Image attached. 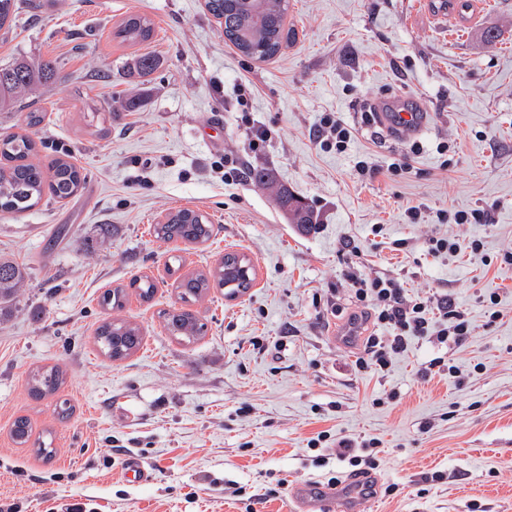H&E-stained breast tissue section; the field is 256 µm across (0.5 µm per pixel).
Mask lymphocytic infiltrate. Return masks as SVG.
I'll return each instance as SVG.
<instances>
[{
	"mask_svg": "<svg viewBox=\"0 0 512 512\" xmlns=\"http://www.w3.org/2000/svg\"><path fill=\"white\" fill-rule=\"evenodd\" d=\"M349 261L346 283L356 303L365 310L367 320L388 325L387 336H370L366 339L365 355L358 358V370H386L395 355L401 353L408 337H433L436 344L451 346L462 344L472 328L467 314L448 297L409 299L397 278L386 274L368 276L359 263L360 249L347 244ZM438 313L440 324L431 328L430 315Z\"/></svg>",
	"mask_w": 512,
	"mask_h": 512,
	"instance_id": "obj_1",
	"label": "lymphocytic infiltrate"
}]
</instances>
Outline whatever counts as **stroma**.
Listing matches in <instances>:
<instances>
[{"instance_id":"stroma-1","label":"stroma","mask_w":512,"mask_h":512,"mask_svg":"<svg viewBox=\"0 0 512 512\" xmlns=\"http://www.w3.org/2000/svg\"><path fill=\"white\" fill-rule=\"evenodd\" d=\"M19 26L0 30V63L56 59L55 84L32 104L44 112L35 139L49 163L67 152L87 179L64 202L0 214V256L23 264L26 281L0 321V506L13 512H290L296 486L346 480L340 440H377L376 486L360 512H512V0H290L295 35L273 59L241 55L205 0H37ZM149 16L151 43L112 38L129 14ZM501 36L486 45L483 32ZM160 60L149 77L129 74L136 55ZM249 84L247 103L237 86ZM103 105L99 135L90 103ZM423 107L428 129L391 143L362 107ZM352 127L344 153L312 132L322 113ZM271 132L252 153L242 122ZM265 167L315 210L308 233L288 223L270 191L249 176L223 181L221 155ZM366 156L381 169L359 179ZM407 158L408 173L388 164ZM149 185L133 181L134 161ZM421 206L409 223L407 205ZM179 208L207 213L205 244L164 243L152 226ZM482 210L480 224H440V210ZM448 236L457 254L433 255ZM407 241L399 250L395 241ZM365 274L396 277L411 298L446 295L473 331L441 350L409 338L385 372H360L362 342L344 338L355 312L344 282L346 242ZM479 249H472V242ZM227 252L245 255L254 282L195 303L203 336H168L161 310L179 306L166 270L205 272ZM140 275L152 301L130 296L122 315L144 334L140 350L114 361L94 343L111 316L109 288ZM447 355L457 376L422 374ZM57 366L66 382L33 397L30 374ZM71 414L60 418L58 406ZM27 417L28 445L10 437ZM317 448H309L312 437ZM52 457L42 456L41 443ZM152 470L123 477L128 456Z\"/></svg>"}]
</instances>
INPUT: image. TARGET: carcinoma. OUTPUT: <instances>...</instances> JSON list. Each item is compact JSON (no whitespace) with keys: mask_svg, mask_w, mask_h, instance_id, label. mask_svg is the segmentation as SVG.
I'll list each match as a JSON object with an SVG mask.
<instances>
[{"mask_svg":"<svg viewBox=\"0 0 512 512\" xmlns=\"http://www.w3.org/2000/svg\"><path fill=\"white\" fill-rule=\"evenodd\" d=\"M19 0H0V29L16 25ZM206 9L224 30V38L242 55L258 61L276 56L287 43L288 0H206ZM120 44L134 46L150 41L154 36L153 22L132 15L112 32ZM159 65L156 56L144 53L134 60V69L148 75ZM57 63L48 60L31 63L13 59L0 64V112H9L23 104L41 87L55 81ZM39 142L30 135L8 134L0 137V213L19 214L33 209L44 193L58 200L76 196L86 180L70 155L54 158L48 165L36 162ZM280 204L288 209L295 224L313 223V214L301 200L277 193ZM213 232L208 214L191 208H181L168 214L165 223L154 225L155 237L164 241L205 243ZM25 280V269L18 263L0 259V320L11 313ZM251 267L245 256L228 252L218 265L207 273H189L178 277L180 300L193 303L206 295L211 286L228 289L235 297L251 288ZM126 290L120 286L106 291L102 305L115 312L124 310ZM169 335L193 341L204 332L205 324L197 314L186 308L161 313ZM97 342L112 360H122L136 352L143 343L140 327L121 317L103 323L97 330ZM64 384V373L54 366L33 374L29 391L41 397L57 391ZM32 428L25 417L15 419L11 436L18 445L29 441Z\"/></svg>","mask_w":512,"mask_h":512,"instance_id":"cac0c4a2","label":"carcinoma"}]
</instances>
